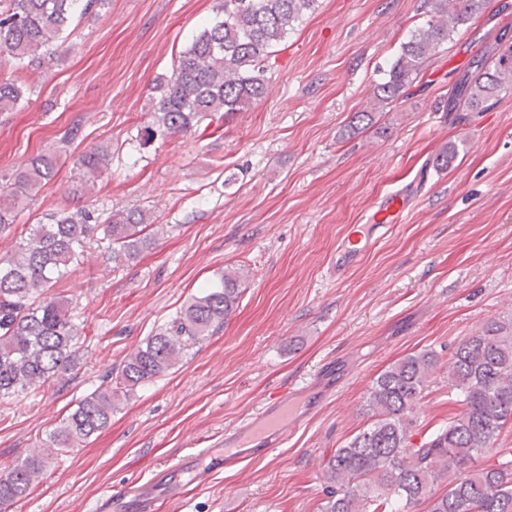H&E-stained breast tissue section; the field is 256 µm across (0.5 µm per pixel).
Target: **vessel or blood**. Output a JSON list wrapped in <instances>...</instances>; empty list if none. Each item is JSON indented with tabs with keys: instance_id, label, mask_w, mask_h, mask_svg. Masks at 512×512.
<instances>
[{
	"instance_id": "vessel-or-blood-1",
	"label": "vessel or blood",
	"mask_w": 512,
	"mask_h": 512,
	"mask_svg": "<svg viewBox=\"0 0 512 512\" xmlns=\"http://www.w3.org/2000/svg\"><path fill=\"white\" fill-rule=\"evenodd\" d=\"M303 395V390L283 388L280 395L264 400L256 412L226 429L221 456L225 468L244 469L281 444L302 420L295 405ZM212 471L202 454L178 456L163 469L162 488L150 481L128 483L110 489L108 499L114 512H165L171 501L186 496L189 486L209 483Z\"/></svg>"
}]
</instances>
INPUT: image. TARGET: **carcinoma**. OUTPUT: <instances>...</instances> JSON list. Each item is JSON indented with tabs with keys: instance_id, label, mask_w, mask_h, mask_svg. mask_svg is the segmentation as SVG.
Listing matches in <instances>:
<instances>
[{
	"instance_id": "1",
	"label": "carcinoma",
	"mask_w": 512,
	"mask_h": 512,
	"mask_svg": "<svg viewBox=\"0 0 512 512\" xmlns=\"http://www.w3.org/2000/svg\"><path fill=\"white\" fill-rule=\"evenodd\" d=\"M318 0H215L214 17L180 53L171 77L157 85L154 121L142 140L187 133L214 112H244L267 91L266 62L288 34L315 10ZM425 26L402 44L385 77L373 88L378 109L405 102L430 59L461 27L487 8L488 0H425ZM108 0H0V55L16 69H39L76 15L106 8ZM512 88V29L475 56L454 80L444 109L482 112L487 102ZM26 87L0 79V112L18 107ZM375 113H353L348 128L362 132ZM112 152L99 147L75 162L79 178L91 182L108 168ZM55 153H42L12 170L0 188V233L58 172ZM149 217L134 208L103 221L85 210L48 214L14 253L0 259V399L48 387L73 370L74 346L82 329L72 317V300L47 295L69 274L84 244L97 237L112 246V261L137 257L149 247ZM245 275L225 270L218 282L192 297L170 323L147 338L114 374L83 398L48 436L0 476V510L27 494L32 477L54 456L67 452L109 426L119 394L134 390L170 369L189 348L224 326L237 308ZM438 366L431 350L412 352L373 381L363 409L370 423L326 463L321 512H512V463L477 468L512 424V314L489 320L481 333L463 340L448 364V388L463 410L416 446L413 411Z\"/></svg>"
}]
</instances>
